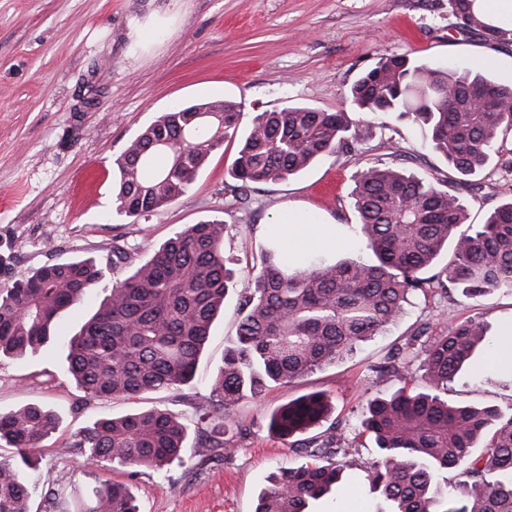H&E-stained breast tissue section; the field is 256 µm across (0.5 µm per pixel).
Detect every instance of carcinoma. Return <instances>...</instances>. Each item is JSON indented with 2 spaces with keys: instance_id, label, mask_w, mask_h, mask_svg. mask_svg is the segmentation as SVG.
<instances>
[{
  "instance_id": "1",
  "label": "carcinoma",
  "mask_w": 512,
  "mask_h": 512,
  "mask_svg": "<svg viewBox=\"0 0 512 512\" xmlns=\"http://www.w3.org/2000/svg\"><path fill=\"white\" fill-rule=\"evenodd\" d=\"M459 25L492 42L512 41V28L487 23L477 0H449ZM492 93V106H475L474 87ZM362 114L411 117L430 147L463 177L480 174L498 153L499 136L512 131V85L465 67L422 62L406 54L382 55L349 88ZM199 109L224 114V131L186 137ZM241 105L226 99L177 108L141 129L115 159L113 196L121 216L142 218L184 195L241 122ZM361 121L344 111L286 105L257 114L230 171L231 192L284 180L325 153L358 155ZM354 208L364 248L375 262L321 260L288 266L272 239L258 272L239 294L235 339L199 401L198 448L206 461L229 451L226 421L236 405L341 360L399 319L408 298L430 288L423 277L444 246L452 260L441 271L465 297L512 292V199L493 208L484 224L456 234L465 209L453 190L439 189L396 167L372 166L354 175ZM224 221L189 224L123 279L106 286L93 258L45 264L25 280L0 287V359L34 354L54 339L61 314L96 288L105 297L66 343L67 372L85 395L138 397L181 392L196 374L213 320L234 287L224 257ZM484 340L480 325L460 322L424 340V379L430 391L401 388L375 397L362 410L359 435H370L380 457L367 468L370 491L391 503L390 512H512V411L454 406L436 393L467 365ZM414 335L389 349L381 366L393 377L406 367ZM323 393L300 396L271 413L269 429L304 458L282 468L261 494L255 512H310L309 506L340 488L352 444L337 433L322 440L300 435L332 412ZM54 410L32 403L0 414V443L17 450L0 460V512H31L39 485L47 502L58 493L39 470L42 447L60 426ZM189 426L176 414L149 409L103 417L77 434L80 456L102 470L146 468L163 474L182 460ZM460 476L459 496H439L437 478ZM71 512H138L125 484L95 482Z\"/></svg>"
}]
</instances>
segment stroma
<instances>
[{
    "instance_id": "35a3bbf8",
    "label": "stroma",
    "mask_w": 512,
    "mask_h": 512,
    "mask_svg": "<svg viewBox=\"0 0 512 512\" xmlns=\"http://www.w3.org/2000/svg\"><path fill=\"white\" fill-rule=\"evenodd\" d=\"M388 52L470 66L512 84V42L461 31L448 0H0V256L7 260L0 285L72 258L109 264L116 243L130 254L114 272L122 278L175 232L214 218L224 220V254L244 278L259 267L269 230L286 210L298 214L307 231L322 233L319 246L289 253V261L367 260L352 190L355 172L370 166H396L437 188L454 187L465 206V228L473 230L512 198V132L473 180L450 169L410 119L368 115L355 158L322 155L287 180L254 184L244 200L224 192L241 136L258 113L287 104L345 108L350 85ZM222 98L240 104L242 122L193 187L148 217L117 215L112 162L127 142L161 113ZM102 297L95 291L65 313L55 327L56 344L0 361L1 414L37 403L61 415L59 430L44 443L42 467L70 497L84 494L96 477L71 446L79 430L101 417L151 408L195 423L198 399L207 395L236 333L233 289L199 357L193 396L89 400L67 373L59 344ZM464 321L480 323L485 339L470 366L449 382V403L512 409V363L492 359L512 333V293L474 301L452 284L444 294L411 295L401 317L351 356L238 405L237 426L227 434L232 454L201 461L191 435L183 465L165 475L124 468L107 477L129 486L139 512H255L271 476L299 460L268 430L274 408L327 392L331 422L353 441L367 400L403 386L424 387L421 352L413 353L404 377L389 378L378 372L387 350L415 333L434 336ZM377 457L373 441H353L343 492L325 496L313 512H388L366 480V465Z\"/></svg>"
}]
</instances>
